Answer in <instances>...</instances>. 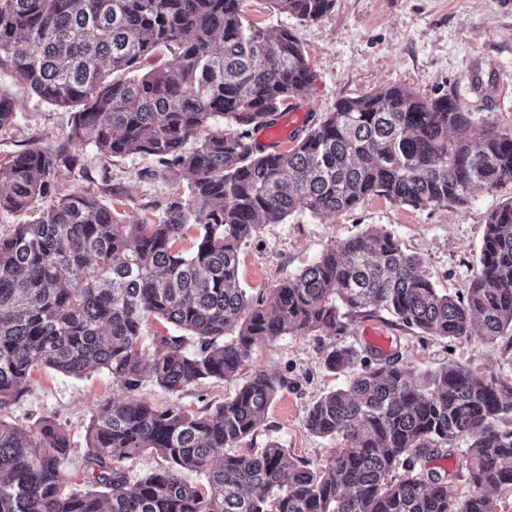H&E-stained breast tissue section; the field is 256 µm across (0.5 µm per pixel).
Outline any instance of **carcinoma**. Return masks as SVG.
<instances>
[{
	"label": "carcinoma",
	"mask_w": 512,
	"mask_h": 512,
	"mask_svg": "<svg viewBox=\"0 0 512 512\" xmlns=\"http://www.w3.org/2000/svg\"><path fill=\"white\" fill-rule=\"evenodd\" d=\"M269 2L303 22L334 4ZM246 3L0 0V67L72 113L67 141L0 166V208L30 214L0 234V512H496L488 492L512 493V382L454 363L419 384L392 356L333 349L330 368L358 360L362 370L306 414L311 433L340 440L320 465L275 441L234 452L283 386L262 370L200 410L137 397L147 381L176 395L232 379L254 346L341 332L343 313L382 308L399 328L449 339L512 335V201L489 214L463 299L377 229L337 242L266 295L241 286L242 244L298 210L331 215L374 195L463 205L477 188L512 183V132L491 128L474 144L456 99L395 85L339 100L284 153L258 151L247 135L273 125L313 74L296 35L250 22ZM162 51L167 62L142 70ZM16 116L0 89V133ZM220 117L229 128H212ZM88 148L152 157L145 179L182 171L188 196L151 204L157 222L128 221L94 191L63 187L61 168ZM151 317L174 331L153 336L147 362L138 344ZM41 368L105 370L128 393L90 421L80 484L64 474L71 441L55 418L9 419ZM460 437L470 440L464 496L415 471ZM145 451L165 465L132 483L126 463ZM184 471L204 474V487Z\"/></svg>",
	"instance_id": "obj_1"
}]
</instances>
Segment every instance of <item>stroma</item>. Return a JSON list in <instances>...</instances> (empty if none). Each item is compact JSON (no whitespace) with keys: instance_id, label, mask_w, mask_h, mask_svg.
Here are the masks:
<instances>
[{"instance_id":"35a3bbf8","label":"stroma","mask_w":512,"mask_h":512,"mask_svg":"<svg viewBox=\"0 0 512 512\" xmlns=\"http://www.w3.org/2000/svg\"><path fill=\"white\" fill-rule=\"evenodd\" d=\"M247 16L270 30L296 32L314 74L313 82L297 94L311 104L310 119L334 111L340 99L401 85L424 97L446 94L457 99L470 114L473 139H480L490 126L512 131V0H335L327 15L306 23L271 9L267 0H248ZM0 88L14 98L17 112L12 130L0 134V164L40 141L66 140L71 121L66 109L41 101L2 68ZM152 164L151 158L141 155L107 162L88 150L80 166L62 170L61 182L67 189H94L127 219L155 221L160 214L147 210V202L186 194L187 177L171 171L162 179L141 178L142 169ZM511 198L512 183H506L474 190L463 206L415 208L375 195L335 215L315 217L298 211L284 223L263 225L241 246L239 279L250 293L268 291L299 274L336 242L377 228L391 232L407 252L423 258L437 288L462 296L478 271L487 216ZM389 321V314L382 311L347 323L336 334H287L254 347L237 378L189 387L176 395L149 383L139 395L161 405L195 410L232 396L255 370L266 371L285 385L262 428L241 445V452L274 440L297 458L320 462L336 442L307 430L306 413L321 396L345 386L351 377L350 371L328 369L325 357L335 347L365 345L366 329L385 331L401 365L414 374L455 363L512 381L511 336L491 342L477 336L450 340L398 329ZM125 397L108 372L74 378L41 369L34 372L29 392L12 415L24 423L43 415L61 422L72 444L65 473L76 481L83 477L85 435L92 415L106 401ZM466 446V441H459L419 464L422 470L445 477L451 489L467 491Z\"/></svg>"}]
</instances>
